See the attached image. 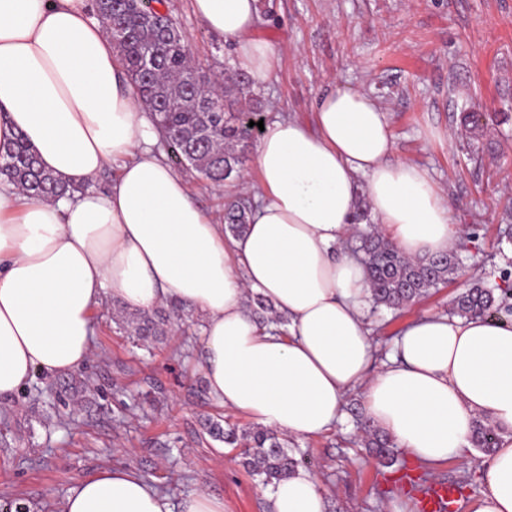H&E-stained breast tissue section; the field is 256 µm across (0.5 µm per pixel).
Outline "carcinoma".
Wrapping results in <instances>:
<instances>
[{"instance_id": "cac0c4a2", "label": "carcinoma", "mask_w": 512, "mask_h": 512, "mask_svg": "<svg viewBox=\"0 0 512 512\" xmlns=\"http://www.w3.org/2000/svg\"><path fill=\"white\" fill-rule=\"evenodd\" d=\"M92 8L106 33L120 28L123 39L116 50L125 61L141 101L149 108L169 151V162L195 170L215 184L240 177L245 165L248 115L256 113L249 80L239 74L224 78V90L206 85L193 62L182 32L175 21L160 27L153 11L144 12L130 0H93ZM0 176L34 196L62 197L71 188L44 170L27 141L20 137L0 153ZM251 205L244 201L224 204V232L239 236L249 224ZM372 295L377 307L403 309L448 283L459 270L454 251L409 259L403 256L373 226L355 231ZM503 299L479 284L453 301L452 311L460 317L482 316L500 321ZM130 336L146 340L165 334L164 318L143 312L122 318ZM360 439L373 449L378 461L394 465L397 456L392 440L359 418ZM209 433L232 449L239 450L244 465L266 486L286 478L306 459L289 453L288 440L279 433L256 425L210 426ZM499 429L482 419L473 422L470 444L483 454L499 447Z\"/></svg>"}]
</instances>
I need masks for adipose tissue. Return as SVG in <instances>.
I'll return each mask as SVG.
<instances>
[{
  "label": "adipose tissue",
  "mask_w": 512,
  "mask_h": 512,
  "mask_svg": "<svg viewBox=\"0 0 512 512\" xmlns=\"http://www.w3.org/2000/svg\"><path fill=\"white\" fill-rule=\"evenodd\" d=\"M236 67L266 83L276 50L256 39L259 0H192ZM24 136L73 196L31 197L0 180V398L33 375L89 358L92 313L110 297L130 309L175 302L201 321L210 398L259 426L309 438L334 428L349 394L414 460L464 458L473 421L502 442L480 466L473 512H512V325L426 314L375 364L370 286L345 248L360 200L381 232L416 259L451 247L450 202L429 172L396 158L378 98L320 90L312 116L276 115L255 145L259 184L247 231L226 235L165 160L158 135L89 0H0V150ZM107 188L93 183L106 167ZM262 295L287 330L259 325ZM269 512H326L299 469L270 487ZM62 512H172L137 471L106 467L71 489Z\"/></svg>",
  "instance_id": "adipose-tissue-1"
}]
</instances>
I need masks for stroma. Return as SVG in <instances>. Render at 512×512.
Masks as SVG:
<instances>
[{
    "instance_id": "35a3bbf8",
    "label": "stroma",
    "mask_w": 512,
    "mask_h": 512,
    "mask_svg": "<svg viewBox=\"0 0 512 512\" xmlns=\"http://www.w3.org/2000/svg\"><path fill=\"white\" fill-rule=\"evenodd\" d=\"M203 74L234 68V50L195 14L192 0H164ZM257 39L274 45L270 80L253 87L262 118L308 117L316 93L341 83L373 93L389 114L396 154L428 170L454 203L466 242L460 271L400 311L370 313L378 362L424 313H448L473 282L500 288L512 275V0H261ZM485 112L470 134L459 103ZM118 300L93 312L90 359L58 376L36 373L0 400V512H61L71 488L99 468L133 467L163 486L172 503L204 489L224 512H268L267 489L235 450L211 437L212 421L246 425L210 398L196 353L200 320L166 306L168 334L151 348L120 328ZM352 416L321 435L296 440L308 454L328 512H417L386 467L357 443ZM482 453L433 465L436 480L459 482V512L485 490Z\"/></svg>"
}]
</instances>
